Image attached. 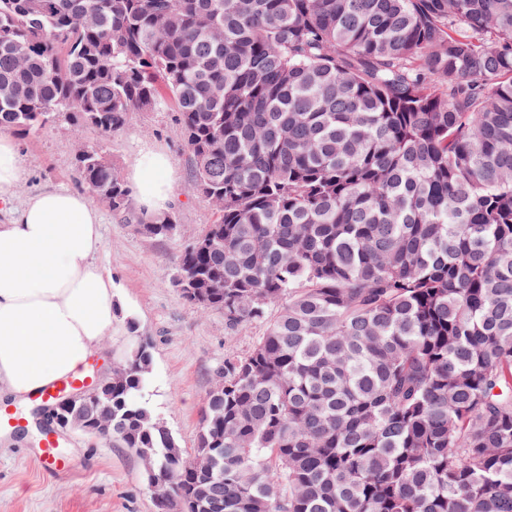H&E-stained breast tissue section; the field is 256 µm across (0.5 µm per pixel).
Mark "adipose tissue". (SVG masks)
I'll use <instances>...</instances> for the list:
<instances>
[{"instance_id": "1", "label": "adipose tissue", "mask_w": 512, "mask_h": 512, "mask_svg": "<svg viewBox=\"0 0 512 512\" xmlns=\"http://www.w3.org/2000/svg\"><path fill=\"white\" fill-rule=\"evenodd\" d=\"M147 156L128 175L151 212L166 209L170 184L147 179ZM100 217L81 192L46 190L0 224V388L19 407L59 380L79 376L102 350L117 317L112 276L96 261Z\"/></svg>"}]
</instances>
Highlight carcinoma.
<instances>
[{"label":"carcinoma","mask_w":512,"mask_h":512,"mask_svg":"<svg viewBox=\"0 0 512 512\" xmlns=\"http://www.w3.org/2000/svg\"><path fill=\"white\" fill-rule=\"evenodd\" d=\"M163 89L218 214L175 285L266 330L217 369L198 471L143 336L70 420L112 408L166 512H512V0H0L1 127L110 137ZM76 170L176 234L98 151Z\"/></svg>","instance_id":"cac0c4a2"}]
</instances>
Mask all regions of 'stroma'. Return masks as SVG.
<instances>
[{"instance_id": "stroma-1", "label": "stroma", "mask_w": 512, "mask_h": 512, "mask_svg": "<svg viewBox=\"0 0 512 512\" xmlns=\"http://www.w3.org/2000/svg\"><path fill=\"white\" fill-rule=\"evenodd\" d=\"M176 119L174 100L167 94L154 110L130 113L125 128L109 138L90 127L75 131L63 120L36 132L11 127L7 133L25 171L12 196L16 208L44 190H80L76 157L81 148L99 150L124 176L146 153L168 157V209L178 218L175 237H149L120 223L107 204H95L102 232L97 261L111 273L120 305L103 345L106 361L112 362L137 337L148 338L152 366L144 399L190 454L215 370L225 356L245 354L264 326L228 331L221 311H200L175 285L180 251L217 218L204 197L188 191L192 157ZM59 439L58 457L66 465L59 474L42 467L46 448L40 432L19 444H0V512H156L143 463L132 449L75 429L61 431Z\"/></svg>"}]
</instances>
